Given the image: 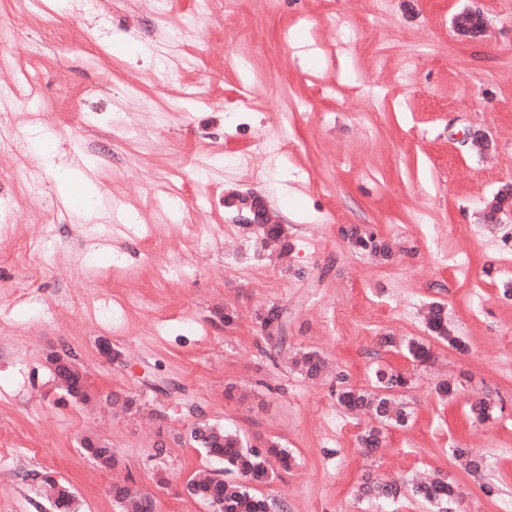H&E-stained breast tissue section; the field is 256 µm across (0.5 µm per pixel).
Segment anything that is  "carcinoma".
Instances as JSON below:
<instances>
[{"mask_svg":"<svg viewBox=\"0 0 512 512\" xmlns=\"http://www.w3.org/2000/svg\"><path fill=\"white\" fill-rule=\"evenodd\" d=\"M256 250L264 254L266 240L274 241L276 256L283 262H288L291 244L288 235L284 234L281 226L274 224L268 227L259 226L248 231ZM344 237L351 247L358 251L368 253L382 261L394 259L395 252L390 240L373 230L351 226L344 230ZM282 308L275 304H267L260 308L256 315L257 327L271 348L276 347L282 340L281 325ZM427 331L435 338L447 342L449 345L460 346L459 338L452 334L448 327V318L445 305L433 302L424 316ZM407 354L414 360L423 362L430 356V350L425 342L419 339L410 340L405 346ZM297 370L307 378L319 377L323 370V360L315 351H302L294 360ZM411 379L399 372H388L384 369L375 370L372 376L371 389H354L344 387L337 393V402L350 411H369L379 422V426L366 431L360 437V444L365 452L370 454L376 451L384 442L383 429L391 426H404L407 424L410 412L406 406L397 399V391L410 384ZM493 407L490 401L480 398L470 404L471 417L477 421H484L492 414ZM193 442L206 449L213 458L224 463L227 472H236L240 476L254 482H265L270 477L269 458L275 457L282 461L290 458L288 451L272 445L267 449L256 446L245 447L238 436L221 427L209 425L207 431L198 432L192 436ZM83 449L87 456L93 460L109 465L114 462L112 449L102 442L84 440ZM452 456L461 462L464 468L477 472L482 468V462L472 456L468 448L452 449ZM412 496L422 502L430 504H446L454 497L452 487L444 478H432L412 483L410 488ZM360 495L368 498L395 499L401 494V485L394 480H380L371 473L361 478L359 485ZM53 508L55 512H69L72 495L66 487L52 489ZM188 493L205 502L220 499L221 512H268L269 507L279 504L283 512H288V503L267 499L252 493L245 485L236 481L220 480L214 477H205L193 480L188 484ZM112 496L121 509V512H152V502L144 494H134L125 485L112 487Z\"/></svg>","mask_w":512,"mask_h":512,"instance_id":"1","label":"carcinoma"}]
</instances>
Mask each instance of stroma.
<instances>
[{"label":"stroma","mask_w":512,"mask_h":512,"mask_svg":"<svg viewBox=\"0 0 512 512\" xmlns=\"http://www.w3.org/2000/svg\"><path fill=\"white\" fill-rule=\"evenodd\" d=\"M474 7L490 31L460 40L454 21ZM0 18L15 34L0 83L28 74L43 102L17 104L16 134L47 127L73 171L67 205L32 150H0V512H52L45 474L71 489L70 512H120L118 483L156 512H210L186 491L222 467L189 439L200 415L289 451V467L254 491L291 512H431L408 495L357 498L367 471L404 484L437 474L456 512H512V219L481 218L512 183V0H389L382 11L376 0H170L161 16L152 0L82 13L71 0H0ZM167 29L182 48L160 70L139 49ZM300 101L311 111H292ZM282 128L273 160L261 144ZM475 129L489 152L472 149ZM28 169L37 188L9 183ZM249 196L286 225L287 262L254 256L233 204ZM89 198L90 221L78 215ZM50 224L58 257L45 264L22 246ZM353 225L390 239L395 258L354 252L343 235ZM435 300L461 348L430 338ZM271 303L286 340L270 354L254 312ZM227 306L240 314L230 329L217 316ZM388 335L425 341L431 358L381 347ZM104 337L120 361L99 356ZM57 345L78 355L89 402L56 385ZM304 350L330 374L302 377L292 360ZM380 366L410 375L398 398L411 418L367 456L358 437L375 421L337 404L336 380L366 389ZM442 380L453 399L436 394ZM483 395L495 413L471 422L467 404ZM87 435L115 466L84 454ZM458 444L482 457L480 471L450 456Z\"/></svg>","instance_id":"obj_1"}]
</instances>
